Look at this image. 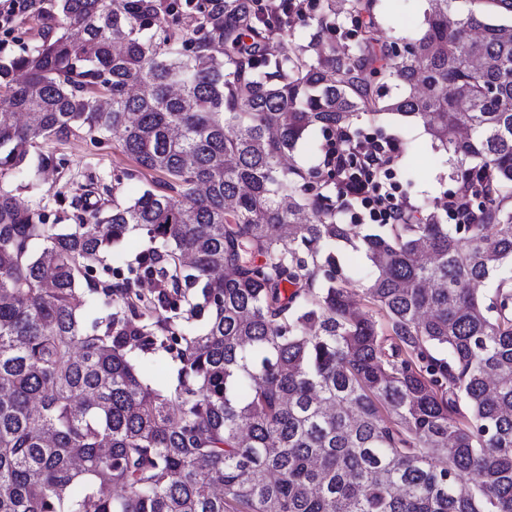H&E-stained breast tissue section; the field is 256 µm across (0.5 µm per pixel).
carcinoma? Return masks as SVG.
I'll return each instance as SVG.
<instances>
[{
    "label": "carcinoma",
    "mask_w": 512,
    "mask_h": 512,
    "mask_svg": "<svg viewBox=\"0 0 512 512\" xmlns=\"http://www.w3.org/2000/svg\"><path fill=\"white\" fill-rule=\"evenodd\" d=\"M376 2L323 0L274 53L290 0H56L60 32L0 60V512H512V0H430L401 54ZM385 113L446 152L464 223L364 233L328 161L281 165ZM69 136L164 180L47 224L8 179ZM131 234L129 275L92 277ZM313 2L317 4L306 10L305 13L293 15L292 26L288 29L286 36L281 40V46L285 48L293 47L297 43H301L312 31V25L314 24L312 19L319 15L323 4L322 0H314ZM325 142L326 138L320 131L312 132L306 140L297 147L292 156L290 158L287 157L286 163L297 162L305 166L319 163L323 160L324 153H316V147L319 144H325ZM152 372L149 375V383L156 388L165 389L170 387L176 378V365L168 355L161 354L152 358Z\"/></svg>",
    "instance_id": "carcinoma-1"
}]
</instances>
